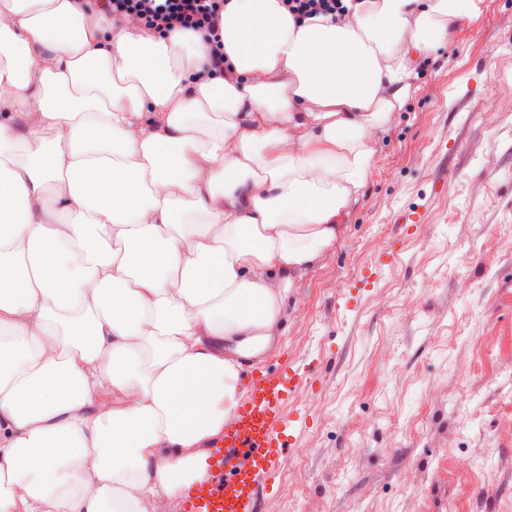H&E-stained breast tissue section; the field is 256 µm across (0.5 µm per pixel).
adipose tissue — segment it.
<instances>
[{"instance_id":"1","label":"adipose tissue","mask_w":512,"mask_h":512,"mask_svg":"<svg viewBox=\"0 0 512 512\" xmlns=\"http://www.w3.org/2000/svg\"><path fill=\"white\" fill-rule=\"evenodd\" d=\"M479 3L299 24L230 0L232 72L205 76L201 34L0 0V512H147L202 480L377 133Z\"/></svg>"}]
</instances>
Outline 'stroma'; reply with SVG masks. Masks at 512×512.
Returning a JSON list of instances; mask_svg holds the SVG:
<instances>
[{
	"mask_svg": "<svg viewBox=\"0 0 512 512\" xmlns=\"http://www.w3.org/2000/svg\"><path fill=\"white\" fill-rule=\"evenodd\" d=\"M414 85L254 366L318 368L267 512H512V0Z\"/></svg>",
	"mask_w": 512,
	"mask_h": 512,
	"instance_id": "stroma-1",
	"label": "stroma"
}]
</instances>
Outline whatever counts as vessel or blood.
Returning a JSON list of instances; mask_svg holds the SVG:
<instances>
[{
	"label": "vessel or blood",
	"instance_id": "obj_1",
	"mask_svg": "<svg viewBox=\"0 0 512 512\" xmlns=\"http://www.w3.org/2000/svg\"><path fill=\"white\" fill-rule=\"evenodd\" d=\"M301 388L294 371L252 379L223 438L210 451L205 478L186 491L182 512H263L264 494L290 440L285 410Z\"/></svg>",
	"mask_w": 512,
	"mask_h": 512
}]
</instances>
